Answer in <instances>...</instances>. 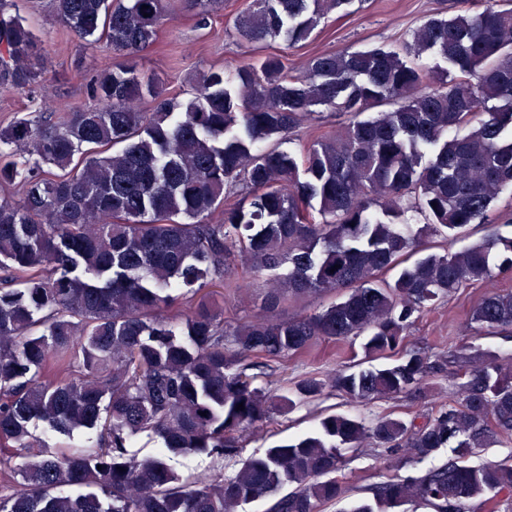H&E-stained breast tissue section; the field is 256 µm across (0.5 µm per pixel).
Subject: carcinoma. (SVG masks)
<instances>
[{
	"mask_svg": "<svg viewBox=\"0 0 512 512\" xmlns=\"http://www.w3.org/2000/svg\"><path fill=\"white\" fill-rule=\"evenodd\" d=\"M354 0H254L233 29L247 43L309 39L329 10ZM81 39L133 56L155 40L168 0H53ZM435 51L458 72L409 62L396 51L322 53L305 71L282 57L200 77L186 100L126 66L91 84L97 105L44 122L21 117L0 131V512H318L346 496L343 451L370 442L421 462L450 444L458 458L417 476H393L343 512H394L420 502L464 512L490 493L512 501V464L471 465L465 455L512 435V370L498 355L462 346L410 349L396 363L324 379L308 375L294 398L254 386L247 360L300 354L320 338L364 337L368 357L397 350L420 314L493 274H512V238L490 228L450 253L493 201L512 191V8L483 0L448 18L428 16L405 53ZM42 46L29 21L0 14V90L44 82ZM153 112L137 108L145 98ZM348 117L336 137L297 155L278 146L317 116ZM31 145L20 160L15 145ZM243 196L233 202L236 189ZM409 212L426 223H400ZM420 254L393 280L383 274ZM241 257L271 283L263 309L292 296L341 293L310 315L224 324L230 262ZM183 288L198 295L182 336L159 317ZM480 329L512 327V292L469 314ZM64 378L45 376L52 366ZM441 376L456 399L418 423L322 418L315 432L241 462L231 477L182 482L173 455L232 459L244 432L275 407L293 409L331 389L362 401L427 398ZM243 407H238V404ZM40 420L88 443L33 448ZM151 432L156 456L130 453ZM290 488L283 493L284 488Z\"/></svg>",
	"mask_w": 512,
	"mask_h": 512,
	"instance_id": "cac0c4a2",
	"label": "carcinoma"
}]
</instances>
